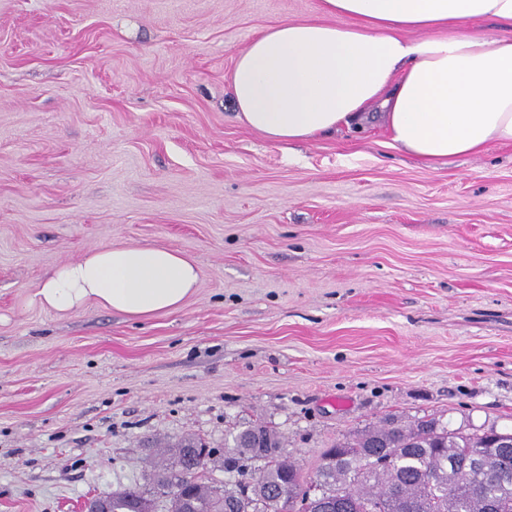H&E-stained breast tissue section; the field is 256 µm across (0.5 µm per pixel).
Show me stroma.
<instances>
[{
  "label": "stroma",
  "mask_w": 512,
  "mask_h": 512,
  "mask_svg": "<svg viewBox=\"0 0 512 512\" xmlns=\"http://www.w3.org/2000/svg\"><path fill=\"white\" fill-rule=\"evenodd\" d=\"M322 0H0V512L151 489L259 422L303 478L394 416L512 428V144L424 167L380 128L285 146L236 55ZM112 244L191 257L148 319L33 300Z\"/></svg>",
  "instance_id": "35a3bbf8"
}]
</instances>
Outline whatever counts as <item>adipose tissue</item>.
Here are the masks:
<instances>
[{
  "mask_svg": "<svg viewBox=\"0 0 512 512\" xmlns=\"http://www.w3.org/2000/svg\"><path fill=\"white\" fill-rule=\"evenodd\" d=\"M322 3L324 19L267 27L237 55L239 121L275 143L378 126L430 167L512 144V0ZM489 20L496 30L463 29ZM199 281L180 251L115 244L56 267L34 300L57 313L91 304L148 319L181 307Z\"/></svg>",
  "mask_w": 512,
  "mask_h": 512,
  "instance_id": "ef3b65f1",
  "label": "adipose tissue"
}]
</instances>
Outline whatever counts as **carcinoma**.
I'll use <instances>...</instances> for the list:
<instances>
[{
  "label": "carcinoma",
  "instance_id": "obj_1",
  "mask_svg": "<svg viewBox=\"0 0 512 512\" xmlns=\"http://www.w3.org/2000/svg\"><path fill=\"white\" fill-rule=\"evenodd\" d=\"M422 417H390L323 453L315 479L282 458V441L260 423L210 448L224 464V495L202 480L184 437L154 475L151 494L128 488L107 496L111 512H512V447Z\"/></svg>",
  "mask_w": 512,
  "mask_h": 512
}]
</instances>
